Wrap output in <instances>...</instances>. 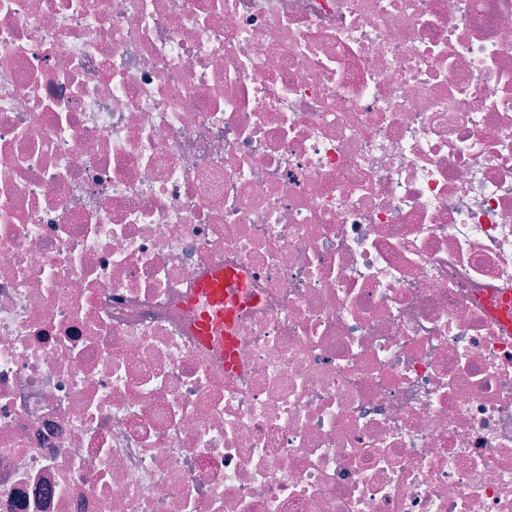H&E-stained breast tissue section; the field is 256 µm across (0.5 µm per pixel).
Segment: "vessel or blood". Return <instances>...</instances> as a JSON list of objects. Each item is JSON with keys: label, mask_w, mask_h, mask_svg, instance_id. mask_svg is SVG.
<instances>
[{"label": "vessel or blood", "mask_w": 512, "mask_h": 512, "mask_svg": "<svg viewBox=\"0 0 512 512\" xmlns=\"http://www.w3.org/2000/svg\"><path fill=\"white\" fill-rule=\"evenodd\" d=\"M240 277L223 269H216L198 283L200 294L210 303V309L201 315L197 334L203 342L220 341L228 371H235L233 327L235 305L239 296Z\"/></svg>", "instance_id": "vessel-or-blood-1"}]
</instances>
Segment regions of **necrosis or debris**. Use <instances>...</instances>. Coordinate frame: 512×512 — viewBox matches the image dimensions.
Masks as SVG:
<instances>
[{
    "label": "necrosis or debris",
    "mask_w": 512,
    "mask_h": 512,
    "mask_svg": "<svg viewBox=\"0 0 512 512\" xmlns=\"http://www.w3.org/2000/svg\"><path fill=\"white\" fill-rule=\"evenodd\" d=\"M505 296L512 0H0V512H512ZM240 276L224 268L214 270L210 275L198 282L199 293L204 295L210 303V311L201 315L197 323V334L200 339L209 343L216 338L221 339L222 351L225 354V365L229 372L237 369L234 354L233 327L235 320V305L239 296ZM217 328L222 334L215 336Z\"/></svg>",
    "instance_id": "1"
}]
</instances>
